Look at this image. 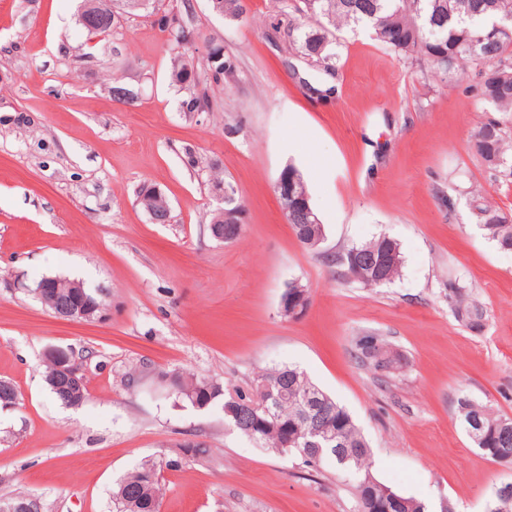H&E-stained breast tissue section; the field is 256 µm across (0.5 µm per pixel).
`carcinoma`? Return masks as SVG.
Segmentation results:
<instances>
[{"label": "carcinoma", "instance_id": "carcinoma-1", "mask_svg": "<svg viewBox=\"0 0 512 512\" xmlns=\"http://www.w3.org/2000/svg\"><path fill=\"white\" fill-rule=\"evenodd\" d=\"M212 7L225 17L237 20L243 14L241 0H210ZM189 0H182L183 11L171 25L158 20L162 32L170 35L174 47L190 37L199 39L200 32L192 23ZM270 27L276 31L288 25L289 44L314 65L328 71L336 57L333 31L348 28L371 32L374 39L403 59L426 61L437 73L446 75L457 62L472 64L479 98L501 113L504 119L483 122L473 136L476 155L485 167L506 179H512V153L507 139L512 130L506 118L512 115V0H276L269 15ZM79 23L91 37L107 35L117 25L114 13L107 8L82 7ZM237 60L225 54L216 63L198 70L183 53L171 58L170 82L183 92L181 107L185 112H208L211 97L208 85L232 78ZM480 223L499 246L512 245V213L491 206L477 207ZM375 256L374 266L355 282L378 286L399 275L402 256L399 244L386 236L344 250ZM455 316L470 323L482 319L483 308L462 298L460 289ZM392 344L378 334H365L354 339L351 355L355 361L373 371L382 380L404 365L403 354L390 359ZM191 389L188 395L172 389L175 398L199 409L221 405L224 421L251 439L257 446L274 452H290L309 466L331 461L353 481L356 512H376L366 497L364 481L374 478L369 469L370 447L351 415L331 396L297 368L281 367L256 379L250 387L229 388L218 382L179 375ZM319 398V410L311 413L304 400ZM457 411L465 431L479 448H511L512 419L493 415L487 406L462 396ZM332 427L336 442L326 441L318 429ZM291 429L297 447L285 446L282 428ZM183 458L156 461L147 459L124 475L113 491L116 512H160L159 474L164 468L182 466ZM491 512H512V482L498 487Z\"/></svg>", "mask_w": 512, "mask_h": 512}]
</instances>
